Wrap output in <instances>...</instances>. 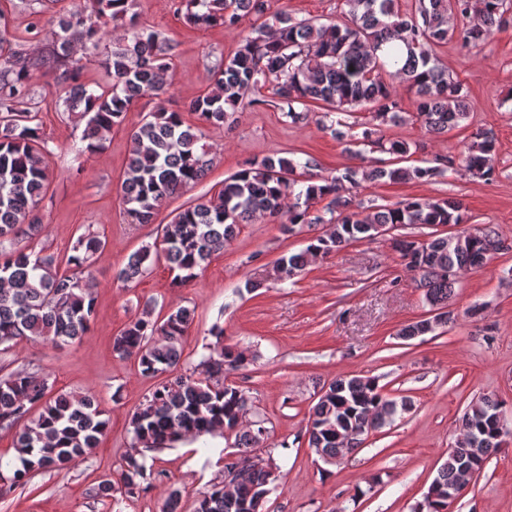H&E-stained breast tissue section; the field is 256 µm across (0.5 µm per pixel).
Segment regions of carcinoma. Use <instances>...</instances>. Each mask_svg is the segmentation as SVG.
I'll use <instances>...</instances> for the list:
<instances>
[{"instance_id":"1","label":"carcinoma","mask_w":512,"mask_h":512,"mask_svg":"<svg viewBox=\"0 0 512 512\" xmlns=\"http://www.w3.org/2000/svg\"><path fill=\"white\" fill-rule=\"evenodd\" d=\"M347 15L315 23L278 17L279 26L255 25L242 36L235 53L214 70L208 88L191 103L197 123L164 106L150 112L130 135L128 161L120 184L125 211L134 224H151L171 197L202 181L209 170V150L201 143L205 127L234 123L250 91L272 88L274 98L287 106L293 122L307 117L296 109L320 102L324 117L336 126L340 141L350 139L392 156L385 167L347 166L335 175L311 173L313 161L299 163L269 155L224 182L215 197L190 201L161 227L159 240L128 258L116 278L132 282L149 271L147 262L164 259L173 273L172 287L184 288L198 277L213 255L236 236L239 226L258 219L278 221L293 230L298 224H328L324 234L311 237L298 253L283 255L272 269L247 281L262 288L270 280L285 283L317 257H327L381 228L408 225L438 227L464 224L468 217L452 197L412 198L382 208L354 211L342 192L363 181L432 182L449 171L490 179L495 172L496 142L478 129L448 168L401 165L412 155L411 143L390 138L384 128L402 123L400 100L391 90L397 83L416 96L415 120L437 136L468 120L470 105L464 85L440 67L435 46L456 40L464 49L485 42L512 21L509 0H415V9L401 13L397 0H345ZM135 0H79L73 10L56 16L50 41L36 54L27 52L11 31L0 9V346L8 351L19 342L42 341L57 347L86 335L97 311L90 288L93 263L105 242L81 234L67 259L70 270L58 269L56 258L44 250L21 245L37 236L41 224L35 207L49 183L50 152L39 135L40 101L31 84L37 73L55 74L64 93L68 117L84 124L85 151L104 149L105 134L122 124L126 112L147 94L167 93L166 72L172 68L175 45L139 24ZM179 9L194 26L235 27L246 16L262 18L268 0H180ZM120 25L126 35L105 49L100 66L104 83L81 81L83 56L96 55L109 28ZM361 107L371 114L362 131H354L342 115ZM308 171V176L298 169ZM329 199L326 213L311 215L309 202ZM502 241L490 225L475 234L436 236L427 242L405 234L393 240L406 270L423 284L424 297L435 315L407 325L404 340L433 332L448 323V302L454 295L459 270L484 266ZM188 307L170 309L163 317L145 309L113 340V354L135 357L139 373L155 378L178 365L182 341L193 320ZM216 326V342L190 372L153 387L145 402L130 416L132 445L119 480L103 479L95 488L99 498L116 489L134 494L150 479L147 453L173 446L187 437L228 432L235 436L224 456L227 472L242 481L225 491L224 481L211 485L196 502L194 512H265L273 473L270 460L257 454L265 428L246 420L248 396L226 382L224 373L245 366L244 351L224 344ZM35 416H30L33 408ZM408 410L383 396L378 379L345 375L322 388L312 408L306 434L308 446L325 462L335 464L345 453L361 447L368 435L393 422L398 410ZM502 403L483 397L469 405L460 423L465 440L455 444L439 468L420 505L423 512H445L448 487L464 491L474 474L500 447ZM109 419L90 395L55 393L48 379L23 369L0 378V430L15 432L18 465L12 475L0 471V495L28 483L36 472L63 470L83 460L107 430Z\"/></svg>"}]
</instances>
